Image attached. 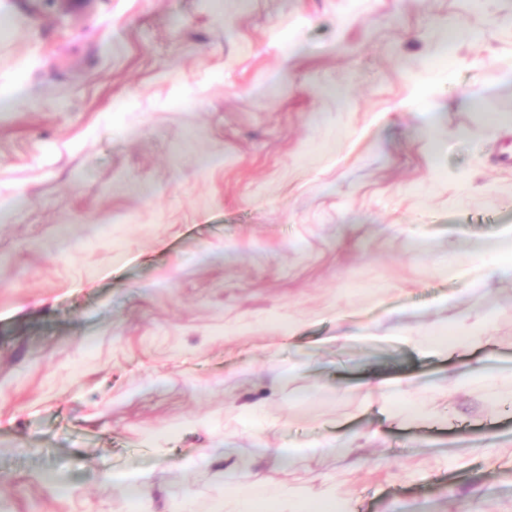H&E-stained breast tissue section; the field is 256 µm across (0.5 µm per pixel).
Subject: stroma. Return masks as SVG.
Wrapping results in <instances>:
<instances>
[{"label":"stroma","mask_w":512,"mask_h":512,"mask_svg":"<svg viewBox=\"0 0 512 512\" xmlns=\"http://www.w3.org/2000/svg\"><path fill=\"white\" fill-rule=\"evenodd\" d=\"M18 87L0 512H216L231 478L512 512V380L423 345L488 308L468 362L512 371V270L470 292L512 235V0H0Z\"/></svg>","instance_id":"35a3bbf8"}]
</instances>
